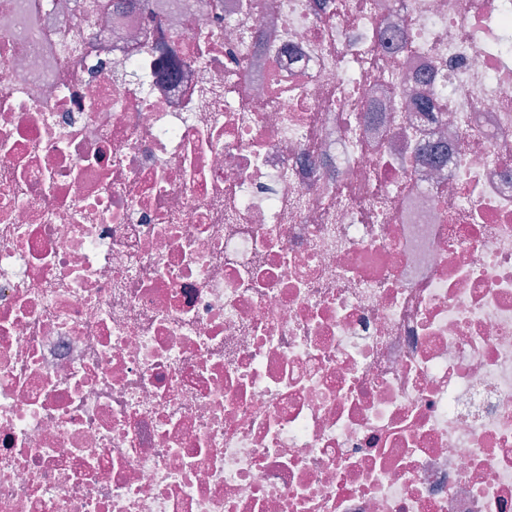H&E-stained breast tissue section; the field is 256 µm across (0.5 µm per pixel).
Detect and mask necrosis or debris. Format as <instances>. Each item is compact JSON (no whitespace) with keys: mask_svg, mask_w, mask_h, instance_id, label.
<instances>
[{"mask_svg":"<svg viewBox=\"0 0 512 512\" xmlns=\"http://www.w3.org/2000/svg\"><path fill=\"white\" fill-rule=\"evenodd\" d=\"M0 512H512V0H0Z\"/></svg>","mask_w":512,"mask_h":512,"instance_id":"obj_1","label":"necrosis or debris"}]
</instances>
